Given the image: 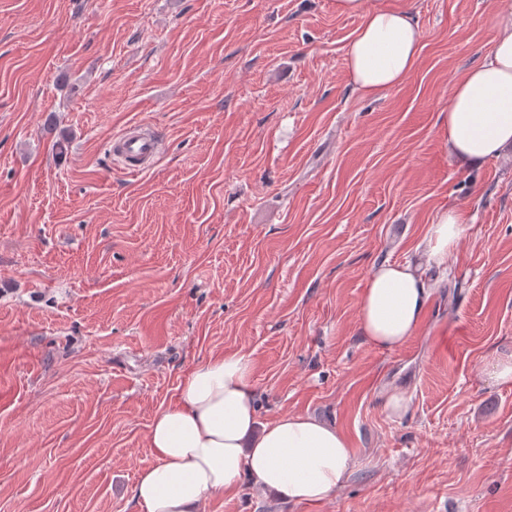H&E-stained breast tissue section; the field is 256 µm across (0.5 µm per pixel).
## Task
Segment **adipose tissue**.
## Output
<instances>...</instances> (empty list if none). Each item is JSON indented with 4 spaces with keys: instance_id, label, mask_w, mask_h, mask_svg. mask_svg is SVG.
I'll return each instance as SVG.
<instances>
[{
    "instance_id": "ef3b65f1",
    "label": "adipose tissue",
    "mask_w": 512,
    "mask_h": 512,
    "mask_svg": "<svg viewBox=\"0 0 512 512\" xmlns=\"http://www.w3.org/2000/svg\"><path fill=\"white\" fill-rule=\"evenodd\" d=\"M360 24L346 50L348 81L363 97L400 86L414 71L421 47L417 21L405 8L369 0H337ZM498 34L483 61L454 83L448 101L446 145L464 161L495 159L512 151V0H501ZM466 214L442 209L421 249L442 266L465 231ZM434 290L418 265L381 262L371 267L358 304L362 337L382 350L416 336ZM249 355L211 356L178 385L173 402L150 425L154 462L131 489L137 512H202L212 494L251 481L292 503L325 501L352 473L355 450L336 426L306 414L260 423Z\"/></svg>"
}]
</instances>
